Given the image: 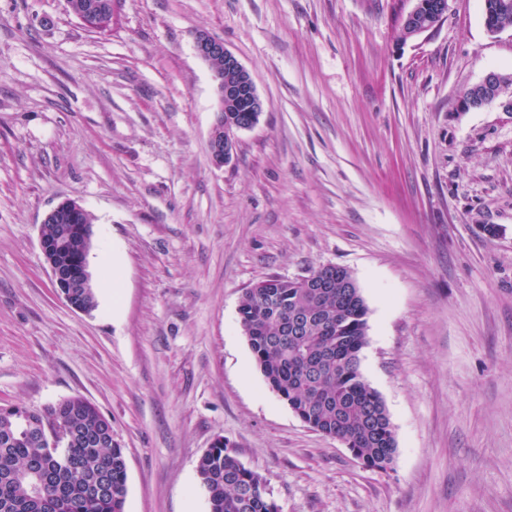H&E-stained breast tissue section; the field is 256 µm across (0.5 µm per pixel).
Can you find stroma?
Returning a JSON list of instances; mask_svg holds the SVG:
<instances>
[{
	"label": "stroma",
	"mask_w": 512,
	"mask_h": 512,
	"mask_svg": "<svg viewBox=\"0 0 512 512\" xmlns=\"http://www.w3.org/2000/svg\"><path fill=\"white\" fill-rule=\"evenodd\" d=\"M414 6L119 0L98 33L65 0H0V405L95 404L126 512H208L196 465L218 437L280 512H512V112L457 109L488 70L512 74V28L449 0L405 39ZM200 32L264 102L220 169ZM68 199L94 218L89 313L40 249ZM327 265L369 309L385 471L298 418L241 330L256 283Z\"/></svg>",
	"instance_id": "1"
}]
</instances>
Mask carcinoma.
I'll use <instances>...</instances> for the list:
<instances>
[{"label": "carcinoma", "instance_id": "cac0c4a2", "mask_svg": "<svg viewBox=\"0 0 512 512\" xmlns=\"http://www.w3.org/2000/svg\"><path fill=\"white\" fill-rule=\"evenodd\" d=\"M113 0H66L71 14L107 12ZM324 288L305 279H269L250 289L240 325L269 388L313 430L343 442L361 465L385 470L397 449L381 395L365 379L361 354L369 309L352 272L318 269ZM305 324L284 335L294 313ZM64 421L97 442L57 445ZM208 512H279L263 478L228 445L208 449L197 463ZM127 465L112 443L110 420L82 397L42 410L0 407V512H125Z\"/></svg>", "mask_w": 512, "mask_h": 512}]
</instances>
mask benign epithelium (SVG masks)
Listing matches in <instances>:
<instances>
[{"label":"benign epithelium","instance_id":"benign-epithelium-1","mask_svg":"<svg viewBox=\"0 0 512 512\" xmlns=\"http://www.w3.org/2000/svg\"><path fill=\"white\" fill-rule=\"evenodd\" d=\"M447 12L448 0H433L431 3L427 0H416V6L404 21L407 36H418L434 29L445 19ZM195 51L209 66L215 82L219 111L229 108L236 112H263V101L254 81L238 85L224 82V71H243L245 67L222 40L200 33L195 39ZM471 89L468 96H462L458 100L457 111L469 112L497 101L504 110L512 112V80H507L501 72L488 71ZM253 126L252 122L233 128H224L217 123L212 126L208 147L215 167L222 168L228 163L238 132ZM81 212L83 208L77 202L68 200L53 208L45 217L44 223L52 224L64 215L74 220ZM73 237L93 243V225L72 223L63 236L55 239L40 238L41 252L50 269L53 284L59 295L70 305L73 304L71 289L88 288L91 284L87 259H76L66 265L59 261V255L68 250Z\"/></svg>","mask_w":512,"mask_h":512}]
</instances>
